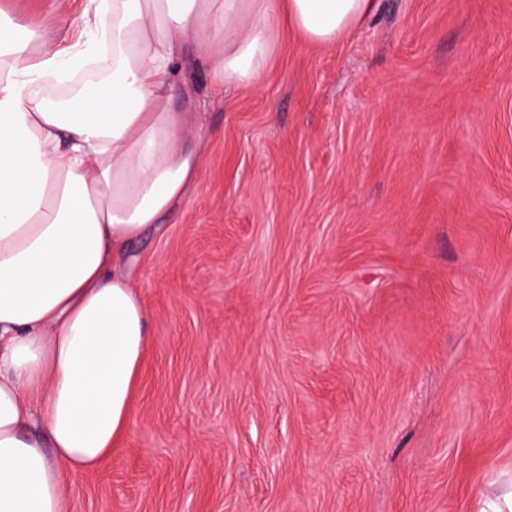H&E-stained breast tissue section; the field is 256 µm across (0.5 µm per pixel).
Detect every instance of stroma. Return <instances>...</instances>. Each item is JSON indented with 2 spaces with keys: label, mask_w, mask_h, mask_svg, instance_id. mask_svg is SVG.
I'll return each instance as SVG.
<instances>
[{
  "label": "stroma",
  "mask_w": 512,
  "mask_h": 512,
  "mask_svg": "<svg viewBox=\"0 0 512 512\" xmlns=\"http://www.w3.org/2000/svg\"><path fill=\"white\" fill-rule=\"evenodd\" d=\"M92 10L0 0L70 50ZM182 76L199 177L113 250L149 342L67 512H474L512 472V0H378L246 89L191 42Z\"/></svg>",
  "instance_id": "stroma-1"
}]
</instances>
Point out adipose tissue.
Returning <instances> with one entry per match:
<instances>
[{
	"label": "adipose tissue",
	"instance_id": "1",
	"mask_svg": "<svg viewBox=\"0 0 512 512\" xmlns=\"http://www.w3.org/2000/svg\"><path fill=\"white\" fill-rule=\"evenodd\" d=\"M375 0H97L78 53L0 13V512H66L69 479L125 431L148 343L115 246L195 182L198 126L180 62L254 86L288 26L331 46ZM97 80L58 91L76 64Z\"/></svg>",
	"mask_w": 512,
	"mask_h": 512
}]
</instances>
